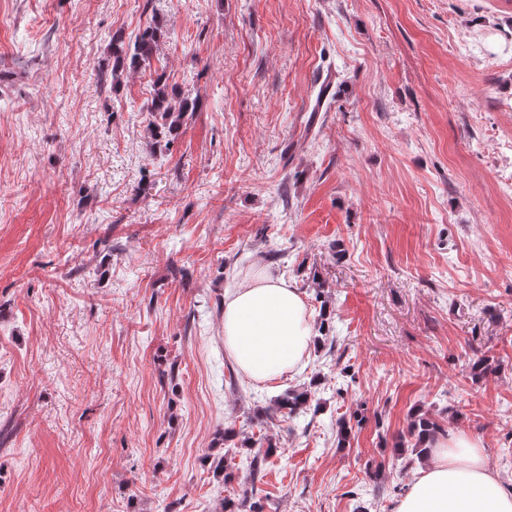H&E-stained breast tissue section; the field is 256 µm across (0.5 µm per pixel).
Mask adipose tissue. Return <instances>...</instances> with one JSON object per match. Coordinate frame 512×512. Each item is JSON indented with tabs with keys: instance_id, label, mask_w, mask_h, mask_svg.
<instances>
[{
	"instance_id": "1",
	"label": "adipose tissue",
	"mask_w": 512,
	"mask_h": 512,
	"mask_svg": "<svg viewBox=\"0 0 512 512\" xmlns=\"http://www.w3.org/2000/svg\"><path fill=\"white\" fill-rule=\"evenodd\" d=\"M223 317L224 349L255 381L280 378L311 345L313 328L301 293L263 266L225 292ZM395 512H512V486L469 436L438 437Z\"/></svg>"
}]
</instances>
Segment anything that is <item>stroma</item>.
Returning <instances> with one entry per match:
<instances>
[{"label": "stroma", "instance_id": "obj_1", "mask_svg": "<svg viewBox=\"0 0 512 512\" xmlns=\"http://www.w3.org/2000/svg\"><path fill=\"white\" fill-rule=\"evenodd\" d=\"M511 141L512 0H0V512H393L420 415L512 477ZM258 262L327 318L264 384ZM162 27L158 25L144 30L134 44L125 46L121 35L112 36V80L119 81V76L127 69H135L151 55L154 46L162 35ZM195 109V100L181 98L173 91L169 93L163 77H157L154 82V94L149 110L155 119L152 127L157 136L177 130L182 123L184 114L193 112ZM312 397L310 391L291 390L283 394L276 401V409L283 415L289 418H298L307 412V407H310Z\"/></svg>", "mask_w": 512, "mask_h": 512}]
</instances>
